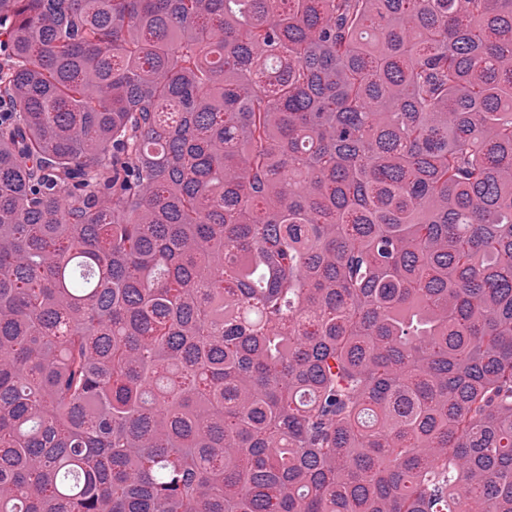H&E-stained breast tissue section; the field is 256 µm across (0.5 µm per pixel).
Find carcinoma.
Segmentation results:
<instances>
[{"instance_id": "1", "label": "carcinoma", "mask_w": 512, "mask_h": 512, "mask_svg": "<svg viewBox=\"0 0 512 512\" xmlns=\"http://www.w3.org/2000/svg\"><path fill=\"white\" fill-rule=\"evenodd\" d=\"M0 512H512V0H0Z\"/></svg>"}]
</instances>
